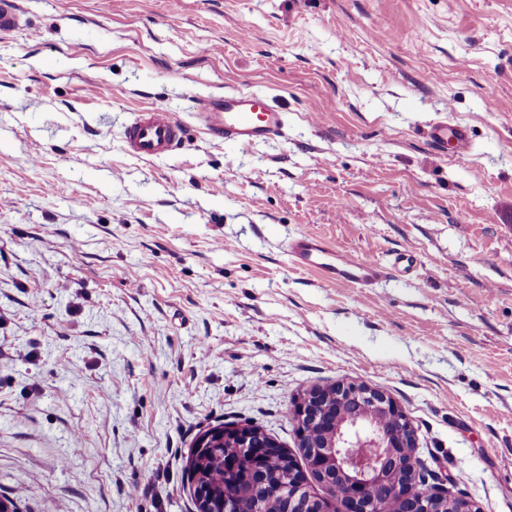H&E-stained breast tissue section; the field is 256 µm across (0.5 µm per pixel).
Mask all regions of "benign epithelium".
Segmentation results:
<instances>
[{
  "label": "benign epithelium",
  "mask_w": 512,
  "mask_h": 512,
  "mask_svg": "<svg viewBox=\"0 0 512 512\" xmlns=\"http://www.w3.org/2000/svg\"><path fill=\"white\" fill-rule=\"evenodd\" d=\"M300 447L307 468L292 486L279 492L263 481L266 463L285 449L252 426L221 427L206 431L194 444L193 453L210 448H233L224 454V475L231 483L246 482L253 500L239 501L216 496L207 485L194 484L199 512H336L341 502L345 512H379L375 493L388 484L390 466L407 456L413 470L419 469L414 429L399 405L385 393L366 384L334 383L303 393L293 402ZM320 431L318 441L310 437ZM324 487L329 496H316L309 483ZM402 512H444L447 496L415 485L396 484Z\"/></svg>",
  "instance_id": "obj_1"
}]
</instances>
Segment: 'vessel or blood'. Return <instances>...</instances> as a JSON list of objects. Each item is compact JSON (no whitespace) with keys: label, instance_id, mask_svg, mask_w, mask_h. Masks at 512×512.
<instances>
[{"label":"vessel or blood","instance_id":"obj_1","mask_svg":"<svg viewBox=\"0 0 512 512\" xmlns=\"http://www.w3.org/2000/svg\"><path fill=\"white\" fill-rule=\"evenodd\" d=\"M18 24V0H0V35L12 33ZM194 116L211 138L245 147L284 137L288 126V115L281 107L253 92L229 91L221 97L199 99ZM427 136L435 150L451 145L461 154L470 151L465 126L439 121L430 126ZM185 138L182 120L163 108L136 113L122 135L127 153L144 159L172 153L182 147ZM288 256L293 265L314 270L324 282L339 288H371L387 275L384 266L339 252L309 233L289 240Z\"/></svg>","mask_w":512,"mask_h":512}]
</instances>
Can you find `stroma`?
<instances>
[{
  "mask_svg": "<svg viewBox=\"0 0 512 512\" xmlns=\"http://www.w3.org/2000/svg\"><path fill=\"white\" fill-rule=\"evenodd\" d=\"M0 36V495L19 512H197L215 426L302 459L291 402L363 383L425 486L512 512V0H19ZM265 94L252 147L193 106ZM146 106L188 128L127 154ZM472 150L438 152L432 122ZM301 233L416 274L336 288ZM194 117L213 139L253 146L285 136L288 115L268 96L229 91L195 103ZM427 136L430 145L437 151L448 149V140H450L459 154L470 152L467 128L460 124H448V121L436 122L430 126Z\"/></svg>",
  "mask_w": 512,
  "mask_h": 512,
  "instance_id": "35a3bbf8",
  "label": "stroma"
}]
</instances>
